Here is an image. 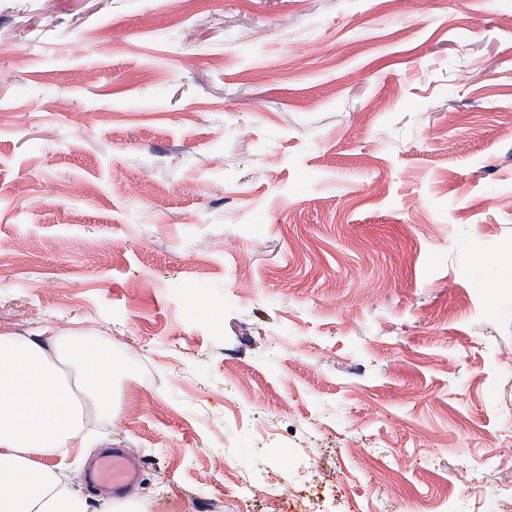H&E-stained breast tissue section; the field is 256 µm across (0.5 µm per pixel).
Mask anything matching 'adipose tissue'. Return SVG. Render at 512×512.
Masks as SVG:
<instances>
[{"instance_id": "adipose-tissue-1", "label": "adipose tissue", "mask_w": 512, "mask_h": 512, "mask_svg": "<svg viewBox=\"0 0 512 512\" xmlns=\"http://www.w3.org/2000/svg\"><path fill=\"white\" fill-rule=\"evenodd\" d=\"M118 369L97 337L0 331V512H87L67 460L89 416L111 419Z\"/></svg>"}]
</instances>
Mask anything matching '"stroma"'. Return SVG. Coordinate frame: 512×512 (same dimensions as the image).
Returning <instances> with one entry per match:
<instances>
[{"instance_id":"1","label":"stroma","mask_w":512,"mask_h":512,"mask_svg":"<svg viewBox=\"0 0 512 512\" xmlns=\"http://www.w3.org/2000/svg\"><path fill=\"white\" fill-rule=\"evenodd\" d=\"M0 69V330L121 364L88 512L114 448L140 512H512V0H0ZM140 464L129 459L116 449L107 456L101 465L99 477L111 481L113 486L129 487L140 478Z\"/></svg>"}]
</instances>
